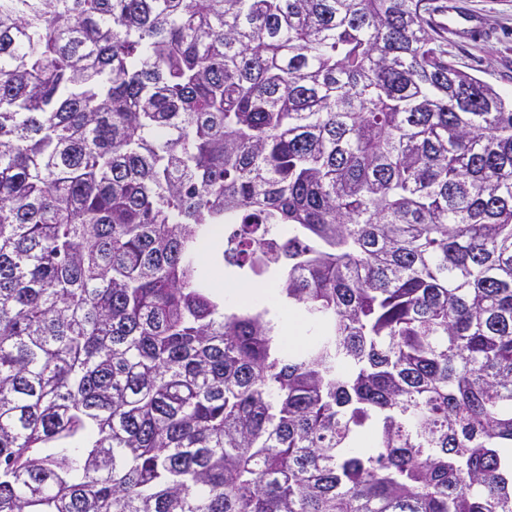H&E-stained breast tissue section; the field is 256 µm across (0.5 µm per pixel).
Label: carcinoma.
<instances>
[{
	"label": "carcinoma",
	"mask_w": 512,
	"mask_h": 512,
	"mask_svg": "<svg viewBox=\"0 0 512 512\" xmlns=\"http://www.w3.org/2000/svg\"><path fill=\"white\" fill-rule=\"evenodd\" d=\"M436 9L0 0V512H512V99ZM225 280H232L223 275ZM223 280L213 282L209 290L211 293L224 301L225 305L233 308H262L268 307L272 310H282L284 307L280 298V289L271 284H258L241 286L232 283H225ZM301 314L296 309H284L281 312L283 322L280 343H285L289 348H296L303 343L300 337Z\"/></svg>",
	"instance_id": "1"
}]
</instances>
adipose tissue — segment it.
Wrapping results in <instances>:
<instances>
[{"instance_id": "1", "label": "adipose tissue", "mask_w": 512, "mask_h": 512, "mask_svg": "<svg viewBox=\"0 0 512 512\" xmlns=\"http://www.w3.org/2000/svg\"><path fill=\"white\" fill-rule=\"evenodd\" d=\"M210 291L224 301L225 305L233 308L267 307L279 311L283 322L281 342L293 348L301 345V314L297 310L283 307L280 290L274 285L241 286L219 280L211 284Z\"/></svg>"}]
</instances>
